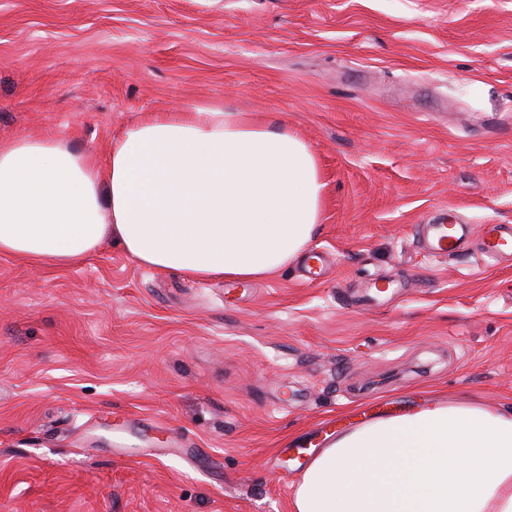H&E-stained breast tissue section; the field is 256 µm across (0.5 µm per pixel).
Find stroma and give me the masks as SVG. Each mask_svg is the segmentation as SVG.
Instances as JSON below:
<instances>
[{
	"label": "stroma",
	"mask_w": 512,
	"mask_h": 512,
	"mask_svg": "<svg viewBox=\"0 0 512 512\" xmlns=\"http://www.w3.org/2000/svg\"><path fill=\"white\" fill-rule=\"evenodd\" d=\"M208 103L316 154L322 276L193 280L111 240L70 267L0 255V512H293L305 437L512 408V267L477 255L512 224V0H0V140L102 164ZM443 223L469 237L429 258Z\"/></svg>",
	"instance_id": "1"
}]
</instances>
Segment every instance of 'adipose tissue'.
Listing matches in <instances>:
<instances>
[{
    "label": "adipose tissue",
    "instance_id": "ef3b65f1",
    "mask_svg": "<svg viewBox=\"0 0 512 512\" xmlns=\"http://www.w3.org/2000/svg\"><path fill=\"white\" fill-rule=\"evenodd\" d=\"M324 189L301 137L219 106L149 114L102 166L23 135L0 141V254L67 267L111 240L148 268L260 280L306 252ZM293 510L512 512V411L435 403L342 431Z\"/></svg>",
    "mask_w": 512,
    "mask_h": 512
}]
</instances>
